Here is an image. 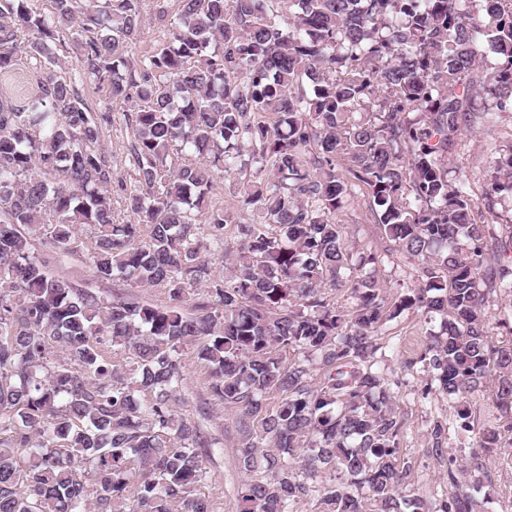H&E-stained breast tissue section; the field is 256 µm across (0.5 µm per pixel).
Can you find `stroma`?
Masks as SVG:
<instances>
[{"instance_id": "1", "label": "stroma", "mask_w": 512, "mask_h": 512, "mask_svg": "<svg viewBox=\"0 0 512 512\" xmlns=\"http://www.w3.org/2000/svg\"><path fill=\"white\" fill-rule=\"evenodd\" d=\"M83 95L90 106L111 103L115 120L102 130L101 144L112 163V214L115 223L128 221L129 215L123 205V187L134 176L130 163V145L134 140L133 129L127 125L124 113L134 112V100L109 101L107 85L84 87ZM512 140V120L504 119L496 128H476L466 133L465 149L450 159V167L461 179L468 181L473 197L477 200L478 220L488 225L494 237L505 240L512 236V212L499 209L497 216H488L484 207L488 189V175L494 163V148ZM337 222L343 225V237L353 252L374 254L377 261L373 267L382 295L387 302H394L408 290L420 287L423 279L418 265L403 254L390 250L369 209L367 194L359 190L352 195L344 209L337 214ZM95 230L90 226L80 227L75 238L77 251L65 260L45 255L43 248H36V255L44 256L52 274L68 279L75 287L96 292L101 297H110L113 291L134 292L139 299L154 305L168 301L166 289H130L125 283L99 279L90 265V256L95 244ZM432 324L425 314L407 311L389 321L381 330L379 341L384 355L379 365L393 384L396 406L404 428L400 439L398 458L414 465L413 483L420 496L436 501L452 491L436 459L430 455L431 430L436 422L450 425L447 445L454 451L469 452L477 445L475 433H457L453 429V410L447 397L439 391H426L430 373L424 363L419 362L420 348ZM184 378L178 412L200 423L210 446L203 449V463L207 478L199 483L196 494L208 499L213 512H236L237 499L249 480L248 474L239 468L234 448L237 436L232 427L231 413L216 402L210 392L212 378L206 362L199 359L195 347H184L180 352ZM488 470L492 481L482 490L487 498V512H512V448L489 458Z\"/></svg>"}]
</instances>
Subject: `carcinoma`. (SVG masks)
<instances>
[{"label": "carcinoma", "instance_id": "cac0c4a2", "mask_svg": "<svg viewBox=\"0 0 512 512\" xmlns=\"http://www.w3.org/2000/svg\"><path fill=\"white\" fill-rule=\"evenodd\" d=\"M31 2L0 0V75L23 60L38 74L24 104L0 97V512H211L192 493L208 438L174 409L189 344L232 411L239 467L264 472L239 512L311 497L321 512H478L486 455L512 447V341L486 322L490 298L512 296V243L476 220L447 160L463 133L512 112V0H179L173 15L159 2L165 40L137 79L128 51L144 0H52L49 14ZM62 30L78 51L69 80L52 70ZM87 81L139 101L126 224L112 221L100 147L112 109L88 105ZM495 152L490 213L512 202V140ZM250 165L240 203L256 218L230 226L209 193L215 175ZM356 187L425 278L390 305L373 254L349 252L333 221ZM202 222L224 247L222 280ZM82 225L96 231L98 277L165 288L169 303L75 288L20 231L69 254ZM336 288L350 310L336 309ZM407 310L439 316L419 361L460 428H479L465 466L434 425L428 452L455 488L434 505L398 461L403 420L377 367L382 325ZM486 390L480 422L471 398Z\"/></svg>", "mask_w": 512, "mask_h": 512}]
</instances>
